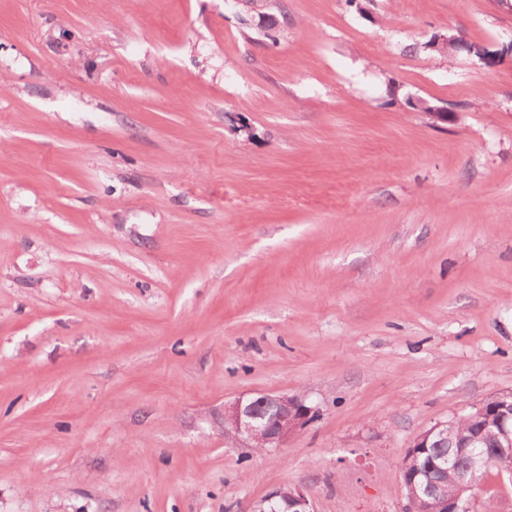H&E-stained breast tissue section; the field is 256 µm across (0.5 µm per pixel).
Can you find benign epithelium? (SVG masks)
<instances>
[{"label":"benign epithelium","instance_id":"obj_1","mask_svg":"<svg viewBox=\"0 0 512 512\" xmlns=\"http://www.w3.org/2000/svg\"><path fill=\"white\" fill-rule=\"evenodd\" d=\"M502 407L496 422L483 424L480 430L471 433L468 440L456 442L448 437L451 422H439L421 433L406 454L414 458L427 452L429 439L438 437L437 447L444 452L432 463L422 493L413 490L406 493V512H469L473 509L478 487L477 474L482 461L474 453L476 445L488 435L497 441V460L504 472H512V393L498 395ZM318 415V409L306 400L284 393L257 392L239 397L224 405V430L236 435L251 448L268 451L285 445L297 432L304 429ZM470 459L471 477L461 486L468 493L465 500L450 498L444 491V473L448 464L456 458ZM251 512H314L304 489L300 486L280 488L255 502Z\"/></svg>","mask_w":512,"mask_h":512}]
</instances>
